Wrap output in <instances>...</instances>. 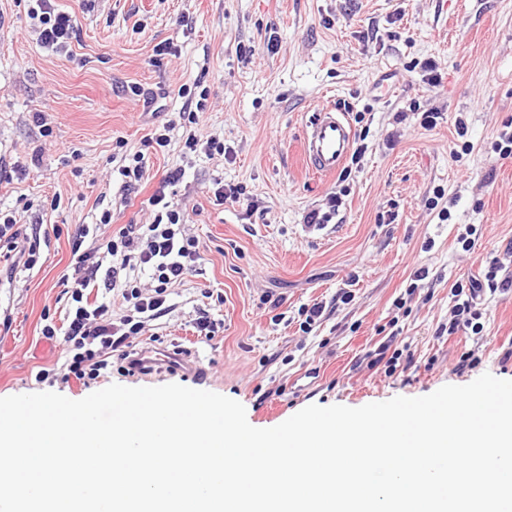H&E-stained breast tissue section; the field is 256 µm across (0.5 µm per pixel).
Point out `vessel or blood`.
Segmentation results:
<instances>
[{
    "mask_svg": "<svg viewBox=\"0 0 512 512\" xmlns=\"http://www.w3.org/2000/svg\"><path fill=\"white\" fill-rule=\"evenodd\" d=\"M353 139V129L340 109L333 106L319 108L304 125L301 155L311 171L331 176L344 166Z\"/></svg>",
    "mask_w": 512,
    "mask_h": 512,
    "instance_id": "vessel-or-blood-1",
    "label": "vessel or blood"
}]
</instances>
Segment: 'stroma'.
<instances>
[{
  "mask_svg": "<svg viewBox=\"0 0 512 512\" xmlns=\"http://www.w3.org/2000/svg\"><path fill=\"white\" fill-rule=\"evenodd\" d=\"M56 4L78 19L69 58L36 44L26 0H0V212L60 228L34 267L0 269V397L91 394L73 380L35 379L65 360L61 338L41 330L45 319L65 322L73 236L106 209L115 232L151 223L148 199L176 168L174 203L202 259L133 345H180L190 361L134 376L116 368L110 382L212 391L243 404L253 427L271 428L312 404L425 396L486 372L512 380V288L482 290L480 332L448 331L457 285L484 280L493 264L512 279V157L494 148L512 121V0ZM163 42L172 53L156 55ZM426 60L440 86L424 79ZM196 83L208 102L189 152L180 90ZM136 86L165 91L158 114L144 112ZM331 102L365 113L352 128L366 152L345 181L313 173L301 157L307 114ZM433 107L441 119L421 128L420 112ZM166 122L169 146L146 147L151 127ZM213 138L226 154L209 152ZM466 141L471 151H462ZM138 151L147 177L128 191L112 160ZM219 182L245 186L258 210L215 204ZM440 189L445 222L428 207ZM337 192L336 217L306 224ZM469 227L475 245L466 251L458 237ZM315 304L323 315L303 329L300 310ZM203 310L220 325L210 340L195 329ZM385 346L410 365L391 374L371 364ZM465 353L473 361L463 368Z\"/></svg>",
  "mask_w": 512,
  "mask_h": 512,
  "instance_id": "35a3bbf8",
  "label": "stroma"
}]
</instances>
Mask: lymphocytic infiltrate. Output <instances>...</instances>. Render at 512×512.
Here are the masks:
<instances>
[{
	"instance_id": "lymphocytic-infiltrate-1",
	"label": "lymphocytic infiltrate",
	"mask_w": 512,
	"mask_h": 512,
	"mask_svg": "<svg viewBox=\"0 0 512 512\" xmlns=\"http://www.w3.org/2000/svg\"><path fill=\"white\" fill-rule=\"evenodd\" d=\"M41 48L54 54H70L78 36L75 15L60 10L54 0H33L28 9ZM181 177L180 170L169 172L148 199L154 214L148 224H132L118 234L102 235L111 225V211H103L98 223L79 227L72 245L73 273L63 285L71 293L66 328L57 332L45 325L42 334L53 339L62 334L68 377L90 383L107 374L111 358L136 368L138 360L129 356L130 339L139 335L150 321L168 310L172 285L192 274L200 259L199 242L181 231L183 218L173 208L167 192ZM0 242L7 247L1 258L25 266H35L40 254L39 238H31L15 216L0 218ZM151 273L150 286H141L137 273ZM103 287L120 290L127 305L126 314L113 316L106 303H89L87 289Z\"/></svg>"
}]
</instances>
